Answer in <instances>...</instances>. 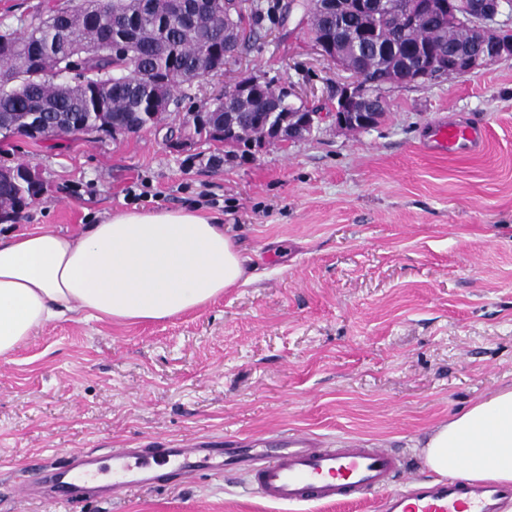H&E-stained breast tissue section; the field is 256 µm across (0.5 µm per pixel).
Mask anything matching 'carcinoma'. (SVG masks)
I'll return each instance as SVG.
<instances>
[{"label":"carcinoma","instance_id":"1","mask_svg":"<svg viewBox=\"0 0 512 512\" xmlns=\"http://www.w3.org/2000/svg\"><path fill=\"white\" fill-rule=\"evenodd\" d=\"M308 17L310 30L348 53L366 90L381 96L385 81L407 76L416 50L448 53L450 47L475 49L484 40L512 39V34H475L466 27L410 25L389 13L377 23L374 38L359 31L363 20L347 12V20L313 11V0H288L281 7V23L291 15ZM262 18L256 9L243 20L230 13L229 0H213L209 12L193 15L191 0H45L22 20V28L0 29V143L23 133L31 115L39 114L41 138L74 136L98 125L111 124L137 133L161 120L170 108H179L192 78L206 64L205 45L217 38L231 41L240 51L251 48L252 27ZM135 46L136 73L128 71L126 51ZM64 71L70 83L61 87L33 76V70ZM274 111L260 95L234 93L194 109L208 127L235 126L232 146L248 145L249 133L260 134L254 121ZM24 164L7 169L13 176L0 181V219L15 218L23 206L40 196L38 186L18 175Z\"/></svg>","mask_w":512,"mask_h":512}]
</instances>
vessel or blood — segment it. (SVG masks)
<instances>
[{
    "label": "vessel or blood",
    "mask_w": 512,
    "mask_h": 512,
    "mask_svg": "<svg viewBox=\"0 0 512 512\" xmlns=\"http://www.w3.org/2000/svg\"><path fill=\"white\" fill-rule=\"evenodd\" d=\"M486 140V129L473 124H434L424 145L434 155L475 152ZM131 451H112L110 493L126 488V464ZM234 449L166 448L159 465L174 464L182 477L201 468H215L218 458L234 456ZM249 488L282 504L340 501L378 494L384 512H503L512 500V487L467 479L436 483L406 479L402 459L387 448L349 441L335 444L319 437L283 432L276 447L248 456Z\"/></svg>",
    "instance_id": "1"
}]
</instances>
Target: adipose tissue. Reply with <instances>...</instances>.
<instances>
[{
    "instance_id": "1",
    "label": "adipose tissue",
    "mask_w": 512,
    "mask_h": 512,
    "mask_svg": "<svg viewBox=\"0 0 512 512\" xmlns=\"http://www.w3.org/2000/svg\"><path fill=\"white\" fill-rule=\"evenodd\" d=\"M245 260L199 209L132 208L80 235L41 225L0 233V358L67 315L151 322L204 306L244 281ZM427 467L451 478L512 483V386L432 429Z\"/></svg>"
}]
</instances>
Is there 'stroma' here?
<instances>
[{"mask_svg": "<svg viewBox=\"0 0 512 512\" xmlns=\"http://www.w3.org/2000/svg\"><path fill=\"white\" fill-rule=\"evenodd\" d=\"M261 2L254 47L193 85L191 104L257 75L328 114L338 71L306 30L279 24L277 0ZM383 95L374 127L327 118L220 164L222 144L173 147L183 107L117 140L0 146V165L28 164L44 183L10 230L74 234L135 206L195 207L223 224L249 278L164 321H52L0 359V512H381L377 495L271 502L233 467L76 503L34 485L80 451L100 456L103 483L115 448L270 442L286 429L381 444L429 476L425 435L512 384V57ZM442 118L487 126L481 152L425 153Z\"/></svg>", "mask_w": 512, "mask_h": 512, "instance_id": "35a3bbf8", "label": "stroma"}]
</instances>
